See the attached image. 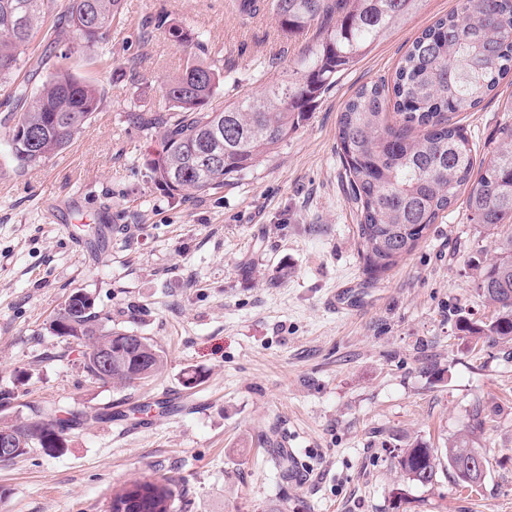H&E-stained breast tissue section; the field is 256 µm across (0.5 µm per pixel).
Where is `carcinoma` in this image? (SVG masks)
<instances>
[{"label":"carcinoma","instance_id":"1","mask_svg":"<svg viewBox=\"0 0 512 512\" xmlns=\"http://www.w3.org/2000/svg\"><path fill=\"white\" fill-rule=\"evenodd\" d=\"M425 0H274L281 31L299 36L317 22L334 26L288 81L267 86L222 109L210 107L221 70L201 60L163 84L168 109L140 112L136 123L160 134L157 156L146 165L169 194L205 193L224 179L254 167L288 141L305 114L373 44ZM54 0H0V84L20 70L27 50L41 33ZM122 16V0H66L64 17L76 47L91 51ZM169 38L199 47L192 30L168 26ZM512 77V0H457L414 38L392 82L362 85L344 104L338 144L350 199L356 206V234L367 273L375 278L394 268L422 241L432 224L461 197L472 221L492 239L491 257L475 265L479 296L493 306L489 322L459 319L466 335L492 344L512 345V126L481 160L467 131L455 121L472 112ZM9 97L22 112L8 131V146L20 168L40 165L82 132L104 104V91L60 65L35 89L15 85ZM67 300L78 310L60 308L49 324L60 338L94 336L112 343V383L130 385L159 374L163 350L150 337L138 348L124 345L126 330L95 311L94 299L76 291ZM87 420L83 411L46 407L31 419L1 424L11 432L19 454L56 449V436ZM475 448L458 439L439 450L420 443L397 449L394 466L422 486L437 481L440 456L457 485H472L461 468ZM112 503L125 512H177L185 492L166 478L143 477L112 488Z\"/></svg>","mask_w":512,"mask_h":512}]
</instances>
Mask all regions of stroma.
I'll list each match as a JSON object with an SVG mask.
<instances>
[{"label": "stroma", "mask_w": 512, "mask_h": 512, "mask_svg": "<svg viewBox=\"0 0 512 512\" xmlns=\"http://www.w3.org/2000/svg\"><path fill=\"white\" fill-rule=\"evenodd\" d=\"M456 3L426 0L338 76L275 152L183 197L155 181L145 160L159 139L132 120L164 109L162 82L195 54L164 23L215 48L216 108L287 80L317 30L287 38L273 13L253 19L234 0H123L122 24L88 54L53 10L30 60H45L48 74L66 65L103 88L105 103L65 149L22 169L0 84V390L14 395L0 421L49 404L114 417L67 432L54 453L0 463V512H104L114 486L150 475L186 491V512H512V349L471 344L457 328L459 317L494 315L473 267L491 241L461 199L397 266L370 277L336 139L346 100L392 79L415 36ZM510 99L506 80L459 113L477 155L512 125ZM64 201L82 244L56 226ZM346 287L354 308L339 316L326 299ZM77 290L156 341L162 373L126 386L87 375L83 345L49 331ZM144 404L150 413H138ZM478 408L492 419L475 432ZM462 437L491 462L475 492L444 472L410 484L389 457L417 439L442 448ZM285 446L301 481H283L268 462Z\"/></svg>", "instance_id": "stroma-1"}]
</instances>
